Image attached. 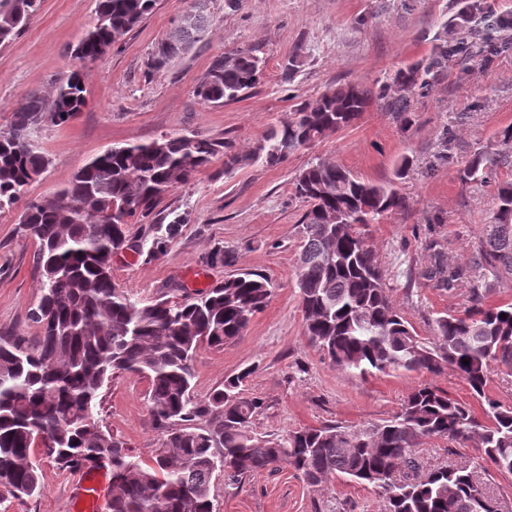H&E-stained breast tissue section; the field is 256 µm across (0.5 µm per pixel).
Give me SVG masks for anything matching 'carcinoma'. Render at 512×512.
Wrapping results in <instances>:
<instances>
[{
	"label": "carcinoma",
	"instance_id": "obj_1",
	"mask_svg": "<svg viewBox=\"0 0 512 512\" xmlns=\"http://www.w3.org/2000/svg\"><path fill=\"white\" fill-rule=\"evenodd\" d=\"M455 3L463 23L484 31L482 42L448 40L444 22L426 56L397 68L373 90L346 83L300 103L249 155L202 133L114 146L77 171L53 202L25 204L20 225L36 245L40 300L30 319L38 332L0 335L1 489L17 499L40 495L47 459L75 474L107 467L109 512H214L215 473L236 486L286 463L312 487L336 477L371 487L380 512H505L488 482L491 469L512 476V406L489 397L486 387L493 366L512 368V303L490 305L474 288L463 312L434 320V341L419 336L394 301L367 236L369 225L409 207L394 181L375 184L320 158L296 175L294 191L305 207L296 271L304 334L338 368L361 376L437 375L451 368L468 384L479 413L425 384L370 428L336 423L263 436L253 420L265 403L243 392L253 369L224 379L200 400L194 357L204 345L220 349L243 334L272 296L268 278L242 272L194 300L151 304L112 281V257L126 246V225L152 214L175 184L193 182L215 158H224L227 172L250 160L279 165L356 124L373 99L406 130L414 124L411 99L429 94L449 63H488L512 49V14L497 12L494 0ZM155 6L156 0H96L95 21L74 49L78 66L51 103L32 94L13 108L9 128L0 132L1 212L14 208L49 164L24 133L63 125L81 112L87 103L81 63L107 54ZM37 10L38 0H0V43L27 29ZM207 25L200 11L184 15L154 47L147 74L178 58ZM262 78L257 49H235L213 60L194 93L204 103L236 101ZM511 162L477 152L461 181L486 182ZM495 200V222L481 226L468 266H447L442 245L431 241L434 263L418 278L448 290L467 283L471 272L512 279V182L498 183ZM119 372L149 381L147 403L163 440L147 462L98 424L100 390ZM87 417L93 425L83 423ZM431 438L473 441L477 461L424 472L415 449ZM38 439L43 447L37 453Z\"/></svg>",
	"mask_w": 512,
	"mask_h": 512
}]
</instances>
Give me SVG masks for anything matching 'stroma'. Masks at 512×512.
<instances>
[{
  "mask_svg": "<svg viewBox=\"0 0 512 512\" xmlns=\"http://www.w3.org/2000/svg\"><path fill=\"white\" fill-rule=\"evenodd\" d=\"M95 0H40L31 26L0 45V130L14 106L30 94L51 96L74 64L72 49L95 20ZM195 0H158L151 15L117 41L86 71L87 105L72 121L48 125L39 144L50 164L27 198L51 201L55 191L92 157L117 145L201 132L232 141L249 154L298 103L315 101L350 81L374 87L403 63L425 56L439 22L456 12L454 0H416L412 11L399 0H242L237 10L208 0L206 34L167 68L146 76L153 45L191 11ZM372 15L356 28L359 15ZM306 50L291 78L283 72L296 46ZM239 47H253L264 62L263 79L236 101L204 103L194 88L212 60ZM415 122L403 130L391 112L372 102L358 123L326 135L284 163L256 161L225 171L215 160L196 180L178 185L155 214L130 225L127 246L112 259V279L143 303L181 301L222 285L239 269L264 274L274 285L267 306L244 335L224 348L201 347L195 357L196 392L206 398L225 377L253 367L245 393L263 399L255 432L282 435L301 427L341 422L368 427L395 414L417 387L429 384L466 404L467 383L450 369L437 375L341 371L303 335L295 268L300 219L294 180L308 161L320 157L378 184L395 181L409 203L401 215L371 225L393 296L418 334L433 340V321L468 305L467 288L446 291L435 282L408 284V268L428 266L425 239L444 241L448 266L463 265L467 249L495 210V184H462L460 172L475 152L505 153L496 133L512 124V51L490 63L449 64L432 94L411 101ZM413 163L393 180L402 156ZM20 208L0 213V334L36 335L29 318L38 297L36 246L19 228ZM232 264L217 261L220 253ZM146 378L117 373L103 386L98 418L150 459L163 434L148 411ZM474 444L442 439L417 448L422 469L468 460ZM77 475L43 463L41 495L19 501L4 496L0 512H72L70 492ZM214 512H379L367 486L335 479L308 486L281 464L225 488L212 479Z\"/></svg>",
  "mask_w": 512,
  "mask_h": 512,
  "instance_id": "35a3bbf8",
  "label": "stroma"
}]
</instances>
